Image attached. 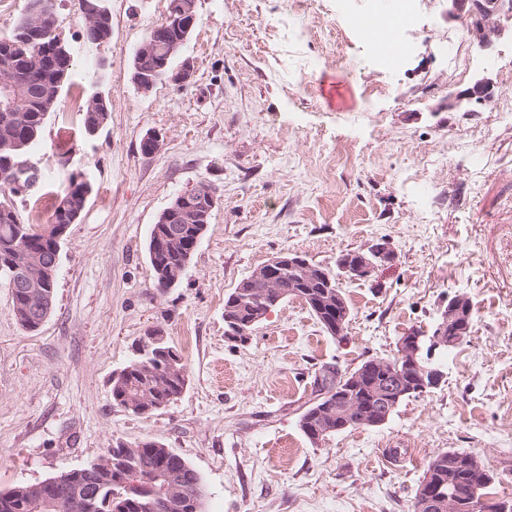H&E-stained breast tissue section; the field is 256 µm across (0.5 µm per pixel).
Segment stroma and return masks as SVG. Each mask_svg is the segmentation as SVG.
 <instances>
[{
  "mask_svg": "<svg viewBox=\"0 0 512 512\" xmlns=\"http://www.w3.org/2000/svg\"><path fill=\"white\" fill-rule=\"evenodd\" d=\"M392 2L197 0L179 55L189 79L145 94L133 56L167 0H105L112 35L97 46L78 0H56L74 76L30 151L41 180L16 207L43 225L69 175L92 192L37 332L18 324L0 279V491L103 458L116 441L157 440L199 473L204 512H411L428 461L449 448L475 454L497 498L512 499V38L482 49L446 0H420L391 67L354 21ZM452 42L468 62L460 74ZM482 78L494 106H451L449 93ZM94 94L110 113L90 133L77 103ZM149 133L160 138L152 154L140 147ZM202 181L218 197L207 232L179 285L158 288L151 228ZM384 242L393 262L339 280L345 342L297 298L248 343L225 336V296L272 257L332 269L341 253ZM460 294L471 333L443 358L440 387L382 426L308 441L298 419L323 365L392 357L400 336L430 329ZM154 329L190 383L137 417L113 405L111 379Z\"/></svg>",
  "mask_w": 512,
  "mask_h": 512,
  "instance_id": "1",
  "label": "stroma"
}]
</instances>
